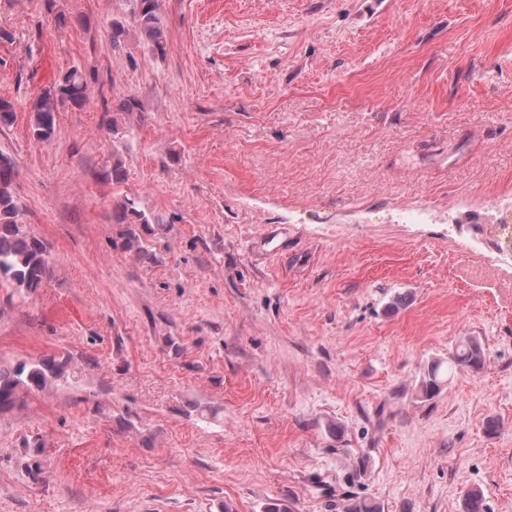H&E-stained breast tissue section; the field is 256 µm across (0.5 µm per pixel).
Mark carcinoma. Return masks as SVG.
Returning a JSON list of instances; mask_svg holds the SVG:
<instances>
[{
    "label": "carcinoma",
    "mask_w": 512,
    "mask_h": 512,
    "mask_svg": "<svg viewBox=\"0 0 512 512\" xmlns=\"http://www.w3.org/2000/svg\"><path fill=\"white\" fill-rule=\"evenodd\" d=\"M131 12L134 29L122 22H112V47L117 49L133 33L146 40L148 48L157 53L165 52V37L159 12V0H134ZM88 102L86 74L72 68L62 73L52 86L45 89L29 104L31 113L30 132L37 141H47L55 134L60 107L68 104L81 110ZM142 111L140 102L133 96H125L112 104L110 130L119 132L126 120ZM17 175L12 157L0 153V283L4 282L19 292H32L41 287L52 271V259L47 244L32 235L22 222V209L14 190ZM117 224H151L145 212L133 201L125 199L116 209ZM486 361L482 344L474 337L459 340L448 353V360H434L421 375L416 387L417 395L431 399L457 370L479 372ZM62 365L53 359L38 363L21 364L11 370L0 368V412L21 405L25 397L61 376ZM463 512H485L483 494L470 491L463 503Z\"/></svg>",
    "instance_id": "cac0c4a2"
}]
</instances>
